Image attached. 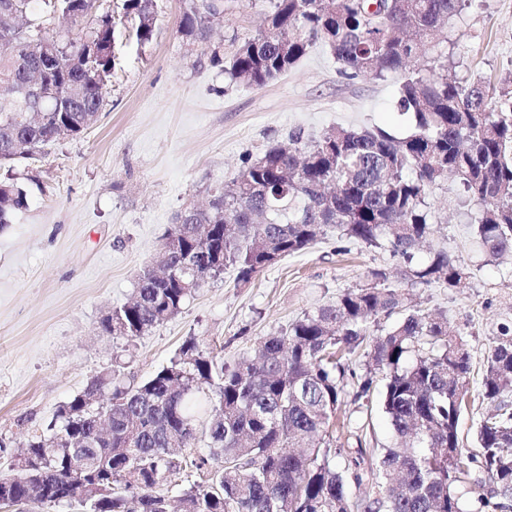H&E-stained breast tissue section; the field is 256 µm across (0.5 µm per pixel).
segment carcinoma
I'll return each instance as SVG.
<instances>
[{
  "label": "carcinoma",
  "instance_id": "cac0c4a2",
  "mask_svg": "<svg viewBox=\"0 0 512 512\" xmlns=\"http://www.w3.org/2000/svg\"><path fill=\"white\" fill-rule=\"evenodd\" d=\"M81 0H0V165L33 158L54 132L73 138L99 117L116 65L115 29L104 12L94 37L101 50L93 77L84 71V45L68 40L64 68H39L42 19L75 12ZM468 0H268L265 23L240 44L224 76L232 85L261 87L287 72L318 43L350 79L402 73L397 111L413 130L398 137L376 127H332L313 144L304 131L243 161L229 184L212 189L208 206L176 216L166 237L187 253L215 256L250 281L284 258L313 247L325 228L341 241L389 246L413 284L459 287L467 267L443 250L423 263L415 254L433 233L427 195L457 178L464 204L482 205L475 242L489 262H512V73L492 86L448 78V60L425 47L460 17ZM135 16L136 42L154 34L155 0H125ZM215 0L185 11L178 32L206 37ZM39 72L53 94L38 102L27 78ZM261 186L266 193L254 192ZM27 206L26 191L0 180V229ZM169 270L140 273L132 301L100 321L102 332L144 334L177 315L197 288L179 258ZM382 270L336 303L306 313L266 337L256 358L231 369L187 340L169 363L141 382L124 380L122 366L97 377L60 406L46 431L26 444L24 465L0 476V499L21 507L77 504L82 512H464L459 486L479 468L493 484L483 507L512 501V332L504 331L487 359L481 395L492 406L478 423L474 453L463 447L460 424L470 393L471 357L448 319L405 303ZM402 317L373 336L381 315ZM365 349L367 371L356 399L383 382L382 407L397 444L381 449L366 470L361 456L331 443L349 365ZM207 440L223 465L204 484L169 495L183 460L173 445ZM90 442L92 469L76 472L69 448ZM366 484L359 496L350 486Z\"/></svg>",
  "mask_w": 512,
  "mask_h": 512
}]
</instances>
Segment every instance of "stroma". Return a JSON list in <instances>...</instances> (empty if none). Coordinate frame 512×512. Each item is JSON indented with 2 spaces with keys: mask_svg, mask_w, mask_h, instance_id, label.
I'll list each match as a JSON object with an SVG mask.
<instances>
[{
  "mask_svg": "<svg viewBox=\"0 0 512 512\" xmlns=\"http://www.w3.org/2000/svg\"><path fill=\"white\" fill-rule=\"evenodd\" d=\"M123 3L103 0L119 62L98 121L36 158L0 167V180L13 178L28 198L0 230V472L116 356L142 381L193 337L234 364L255 354L266 336L367 283L376 269L386 270L412 305L447 317L468 344L470 387L479 390L488 355L512 329V264L486 262L478 251L471 209L461 205L453 180L429 192L435 232L416 259L448 250L470 272L461 287L407 285L400 257L340 241L330 229L250 283L237 282L226 268L181 313L143 336L100 333L106 312L133 295L176 213L237 177L246 156L286 141L297 128L312 139L336 125L383 127L399 137L412 129L395 108L397 78L346 79L320 44L266 86L228 85L210 54L220 46L232 57L254 37L266 0H224L220 23L203 40L178 32L190 0H156L154 37L143 47L128 38L132 21ZM435 51L459 59L452 73L461 80L511 71L512 0H472ZM349 367L354 375L345 381L332 436L362 451L369 464L392 443V431L379 396L354 398L365 357H352Z\"/></svg>",
  "mask_w": 512,
  "mask_h": 512,
  "instance_id": "obj_1",
  "label": "stroma"
}]
</instances>
